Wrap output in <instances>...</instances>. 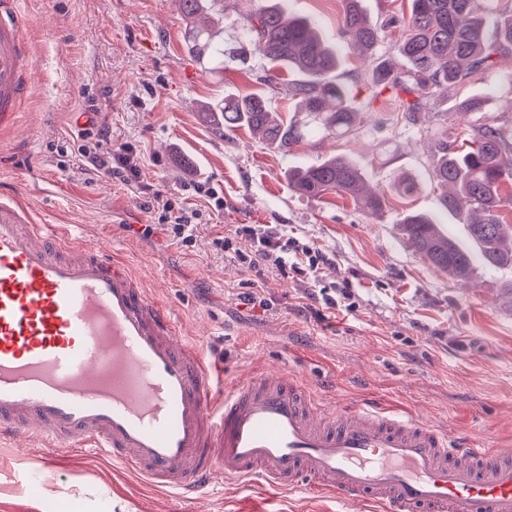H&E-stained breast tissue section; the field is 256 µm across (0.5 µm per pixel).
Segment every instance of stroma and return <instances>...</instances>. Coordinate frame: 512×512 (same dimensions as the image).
I'll use <instances>...</instances> for the list:
<instances>
[{
    "label": "stroma",
    "instance_id": "stroma-1",
    "mask_svg": "<svg viewBox=\"0 0 512 512\" xmlns=\"http://www.w3.org/2000/svg\"><path fill=\"white\" fill-rule=\"evenodd\" d=\"M271 2L218 0L225 48L236 47L246 13ZM283 6L338 44L341 0ZM7 16L18 24L30 66L15 122L0 129V195L26 194L44 223L76 224L84 239L110 240L203 356L224 358L225 381L284 369L330 405L375 398L477 445L512 443V266L478 264L469 281H454L414 251L401 224L420 211L469 245L461 217L441 208L430 145L443 132L460 141L483 122L512 123V55L449 86L434 114L412 124L395 95L376 97L367 87L370 62L398 60L399 32L386 33L368 57L342 49L337 73L359 124L341 136L310 133L284 156L250 128H227L205 114L224 97L261 90L269 64L251 54L206 71L187 48L177 0H12ZM474 96L487 97L484 111L457 112ZM103 127V148L128 143L140 153L139 184L75 160L78 130ZM333 154L348 157L384 197L381 213L348 197L308 198L290 188V170ZM407 175L420 183L409 196L394 188ZM198 181L218 190L224 208L198 200L193 243L159 230L144 236L148 197L158 191L177 200ZM237 224L279 226L325 261L311 279L255 269L213 245ZM251 284L268 308L241 303ZM322 289L349 293L350 307L320 319ZM42 454L30 437L0 443V512H343L333 500L294 491L245 493L220 476L185 504L112 458L88 453L52 471Z\"/></svg>",
    "mask_w": 512,
    "mask_h": 512
}]
</instances>
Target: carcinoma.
Instances as JSON below:
<instances>
[{
  "instance_id": "obj_1",
  "label": "carcinoma",
  "mask_w": 512,
  "mask_h": 512,
  "mask_svg": "<svg viewBox=\"0 0 512 512\" xmlns=\"http://www.w3.org/2000/svg\"><path fill=\"white\" fill-rule=\"evenodd\" d=\"M188 29V49L204 67L224 70L225 58L238 59L255 52L265 57L273 72L263 82L265 94L226 97L208 107L226 126L244 123L262 133L266 144L288 155L309 127L328 135L346 134L360 120L350 103L347 87L336 78L337 49L324 43L311 24L285 15L275 3L247 17L239 47L224 48V30L202 24L206 0H178ZM409 14L394 17L390 25L402 31L399 53L402 63L384 62L372 67L369 77L374 96L389 89L401 101L413 121L432 108L439 90L496 64V58L512 49V20L499 26L497 38L489 41L485 23L493 0H408ZM341 29L347 47L363 55L381 41L382 30L367 19L361 0H342ZM286 69L290 79L279 77ZM284 95L299 105L305 119L286 122L270 108V96ZM512 154V125L486 122L474 127L466 142H448V134L435 141L434 185L453 192L440 197L443 209L468 214L471 239L478 255L438 232L433 220L423 213L407 215L403 230L415 251L434 268L460 281L467 280L475 259L490 267L512 266V225L503 215V204L512 201V166L502 157ZM361 173L346 157L336 155L298 170L289 185L306 197L329 191L356 196Z\"/></svg>"
}]
</instances>
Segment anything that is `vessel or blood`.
<instances>
[{
  "label": "vessel or blood",
  "mask_w": 512,
  "mask_h": 512,
  "mask_svg": "<svg viewBox=\"0 0 512 512\" xmlns=\"http://www.w3.org/2000/svg\"><path fill=\"white\" fill-rule=\"evenodd\" d=\"M21 65L0 21V127ZM222 373L109 241L0 199V440L36 437L49 469L109 455L184 498L220 473L367 512H512L511 446L479 448L375 401L324 406L284 370L218 390Z\"/></svg>",
  "instance_id": "1"
}]
</instances>
